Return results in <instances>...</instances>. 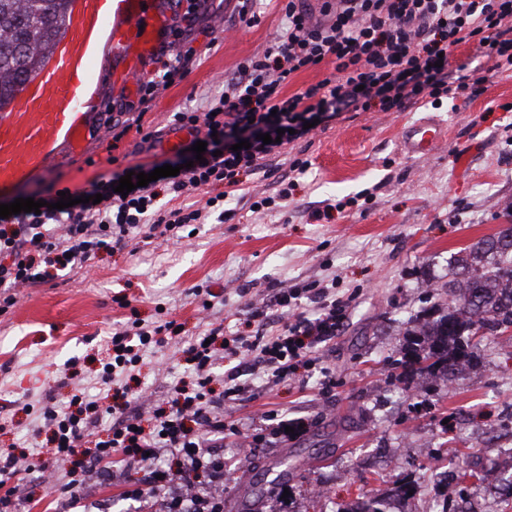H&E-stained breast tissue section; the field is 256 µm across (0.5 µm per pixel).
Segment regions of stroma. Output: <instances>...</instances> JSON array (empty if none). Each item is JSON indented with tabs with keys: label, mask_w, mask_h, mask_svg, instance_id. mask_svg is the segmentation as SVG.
Returning <instances> with one entry per match:
<instances>
[{
	"label": "stroma",
	"mask_w": 512,
	"mask_h": 512,
	"mask_svg": "<svg viewBox=\"0 0 512 512\" xmlns=\"http://www.w3.org/2000/svg\"><path fill=\"white\" fill-rule=\"evenodd\" d=\"M237 0L208 14L197 33L199 66L160 90L144 125L109 152L108 132L91 140L93 165L59 163V187H89L109 168L171 159V113L197 108L220 94L226 76L262 52L282 21L277 0L238 19ZM457 63L484 76L473 100L434 108L422 102L398 112H357L317 133L301 155L311 167L284 207L251 211L273 191L272 179L244 178L224 200L230 218L210 216L194 236L136 251L100 254L87 272H61L17 292L0 314V453L19 458L10 481L19 512H66L64 498L46 481L56 468L50 446L33 447L47 397L68 403L75 391L108 405L99 382L111 337L132 321L170 320L182 331L170 345L148 349L126 384L129 407L163 405L173 388L195 377L181 350L213 325L237 330L242 308H260L282 288L317 282L349 299L342 329L315 355L318 368L275 386L254 378L243 399L224 406V512H342L352 503L417 482L414 496L392 512H457L466 499L483 512H512V329L446 380L406 375L410 320L433 319L448 301V262L478 240L512 225V77L494 74L466 45ZM428 119L446 140L431 155L409 154L403 129ZM371 199H361L362 191ZM335 204L323 218L325 204ZM210 308H203L204 292ZM77 375L66 378L67 364ZM336 385L323 392L321 367ZM291 427L283 434L281 425ZM467 459L498 471L496 492L460 481ZM293 466L287 485L275 483L282 460ZM137 471L111 459L85 477L80 489L92 512H166L161 498L131 499L127 481Z\"/></svg>",
	"instance_id": "35a3bbf8"
}]
</instances>
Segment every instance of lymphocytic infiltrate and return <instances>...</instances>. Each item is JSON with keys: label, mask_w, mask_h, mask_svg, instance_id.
<instances>
[{"label": "lymphocytic infiltrate", "mask_w": 512, "mask_h": 512, "mask_svg": "<svg viewBox=\"0 0 512 512\" xmlns=\"http://www.w3.org/2000/svg\"><path fill=\"white\" fill-rule=\"evenodd\" d=\"M217 0H173L172 23L160 35L152 62L156 76L139 82L140 102H148L158 86L183 79L199 59L192 47L196 26ZM285 22L265 50L247 60L224 82L222 94L203 111L173 113V127L188 129L205 142L204 162L183 147L178 175L162 177L129 194L118 193L122 176L115 170L95 180L88 195L100 203H79L59 210L55 185L33 193L44 200L40 213L0 218V312L16 302L15 289L42 283L50 270L86 267L100 253H113L152 238L171 240L218 209L219 197L204 207L163 208L161 196L179 198L218 186L233 187L242 176L267 173L290 145L310 142L315 131L352 112L399 111L423 99L432 103L476 97L483 77L455 65L461 46L475 45L497 73H512V0H287ZM332 65L324 79L296 94L284 95L290 78L320 64ZM272 135V143L261 140ZM249 148H242V141ZM240 152H233V145ZM273 302L283 310L278 325L251 335L209 329L183 350L194 367L193 388H178L169 407L147 413H118L116 407L71 398L76 409L55 405L43 409V431L49 432L55 456L71 461L66 481L53 487L71 506L80 502L83 470L114 456L136 462L142 473L128 491L134 498L166 493L173 474L164 470L166 455L181 457L188 469L205 468L223 479L221 463L208 459L209 439L224 434V414L210 387L215 363L213 339H222L232 364L224 371V397L237 399L245 379L262 374L280 381L295 375L308 352L335 337L345 319V306L329 289L308 286L283 289ZM177 325L168 321L152 330L120 331L112 336V355L100 382L111 386L126 367L137 365L140 348L163 346ZM113 417L106 436L87 442L91 421Z\"/></svg>", "instance_id": "1"}]
</instances>
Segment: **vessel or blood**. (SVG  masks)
I'll return each instance as SVG.
<instances>
[{
	"mask_svg": "<svg viewBox=\"0 0 512 512\" xmlns=\"http://www.w3.org/2000/svg\"><path fill=\"white\" fill-rule=\"evenodd\" d=\"M169 22L161 0H70L64 36L0 112V192L84 155L96 126L86 94L100 52L112 56L115 87L131 90ZM442 140L440 126L422 122L406 131L404 146L426 156Z\"/></svg>",
	"mask_w": 512,
	"mask_h": 512,
	"instance_id": "1",
	"label": "vessel or blood"
}]
</instances>
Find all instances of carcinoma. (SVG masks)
<instances>
[{
    "label": "carcinoma",
    "mask_w": 512,
    "mask_h": 512,
    "mask_svg": "<svg viewBox=\"0 0 512 512\" xmlns=\"http://www.w3.org/2000/svg\"><path fill=\"white\" fill-rule=\"evenodd\" d=\"M70 0H0V109L58 42ZM417 322L404 367L446 377L474 357L462 336L512 327V227L479 242L448 264V312Z\"/></svg>",
    "instance_id": "carcinoma-1"
}]
</instances>
